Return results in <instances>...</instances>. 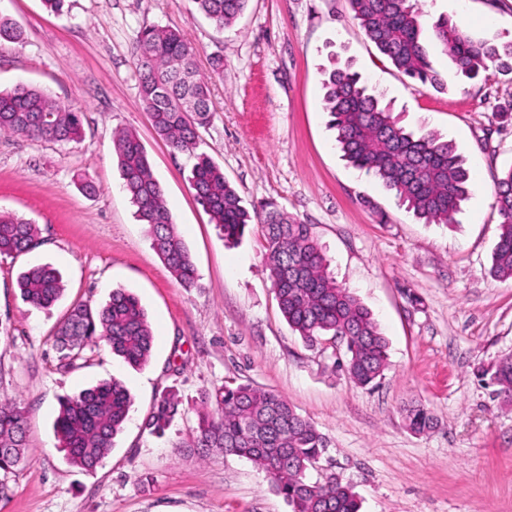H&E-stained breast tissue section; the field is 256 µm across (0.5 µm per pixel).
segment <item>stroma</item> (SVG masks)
Instances as JSON below:
<instances>
[{"label":"stroma","mask_w":512,"mask_h":512,"mask_svg":"<svg viewBox=\"0 0 512 512\" xmlns=\"http://www.w3.org/2000/svg\"><path fill=\"white\" fill-rule=\"evenodd\" d=\"M0 0L25 31L0 42V89L39 87L82 113L80 142L0 135V210L32 219L40 243L0 257V396L26 414L25 466L8 478L0 512H292L251 462L189 451L202 390L235 381L271 390L327 438L311 479L349 484L361 512H512V403L475 375L512 354V279L490 272L500 216L494 186L512 166V74L496 71L446 89L399 73L363 34L347 0H249L220 29L191 0ZM474 38L512 42V0H428ZM179 31L209 76L212 120L201 151L246 206L275 201L310 225L336 281L372 312L388 341V367L371 388L345 371L343 346L308 345L284 320L260 225L225 243L189 184L193 160L155 133L139 97L134 47L148 26ZM224 71L211 72L213 56ZM352 65L408 129L455 144L471 193L451 225L427 224L377 179L344 160L323 110L322 72ZM144 145L198 280L183 287L152 249L113 151L115 130ZM92 181L94 193L81 190ZM47 264L64 297L26 303L20 272ZM134 294L153 331L150 363L127 365L104 347L60 367L54 331L76 300L99 305L113 289ZM133 406L111 454L95 470L57 449L60 402L109 379ZM181 412L164 435L145 419L163 388ZM437 425L410 431L409 405Z\"/></svg>","instance_id":"1"}]
</instances>
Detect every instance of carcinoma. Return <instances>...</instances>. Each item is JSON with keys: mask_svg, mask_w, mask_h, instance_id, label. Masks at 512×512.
Returning <instances> with one entry per match:
<instances>
[{"mask_svg": "<svg viewBox=\"0 0 512 512\" xmlns=\"http://www.w3.org/2000/svg\"><path fill=\"white\" fill-rule=\"evenodd\" d=\"M353 19L378 51L405 76L425 87L442 89L447 80L432 63L424 42L431 29L435 43L449 56L455 77L477 78L494 68L512 73V44L502 48L475 39L446 18L428 21L426 0H347ZM198 13L224 28L245 12L249 0H192ZM0 40L21 44L23 31L0 16ZM135 56L139 95L159 137L178 153L197 148L198 131L212 117L210 88L197 68L196 48L174 30L149 26L137 35ZM324 110L328 126L346 160L378 179L400 204L426 223L451 224L471 190L469 172L452 143L431 131L401 125L390 104L361 81L350 65L324 70ZM33 141L77 142L83 137L81 112L57 102L42 89L18 84L0 91V134ZM122 187L137 217L147 225L152 249L171 275L192 287L197 269L187 245L176 231L164 191L153 175L145 147L130 130L113 135ZM191 188L198 202L224 234L241 239L248 226L264 228V248L279 308L288 325L311 343L348 337L346 372L359 386L373 384L388 366V342L371 311L328 271V260L311 233L282 213L272 201L247 208L224 171L204 153L191 169ZM501 217L490 272L512 279V166L495 182ZM31 219L0 211V257L32 250L40 238ZM24 301L36 308L51 307L63 294L60 273L48 265L33 266L17 280ZM105 345L133 367L147 365L153 333L139 299L115 289L99 306L79 301L71 305L55 331V350L62 367L84 358L87 348ZM489 378L497 394L512 400V356L477 369ZM179 406L175 391L163 390L145 424L165 430ZM131 397L113 378L61 402L55 420L60 451L67 462L92 471L112 452L114 439L128 418ZM196 435L190 450L207 455L218 451L252 462L265 472L292 512H360L356 493L338 480L312 482L307 471L328 448L312 422L299 415L279 394L238 384L205 389L196 405ZM408 428L422 434L436 426L422 405L405 409ZM24 412L9 399H0V493L9 475L26 460Z\"/></svg>", "mask_w": 512, "mask_h": 512, "instance_id": "obj_1", "label": "carcinoma"}]
</instances>
